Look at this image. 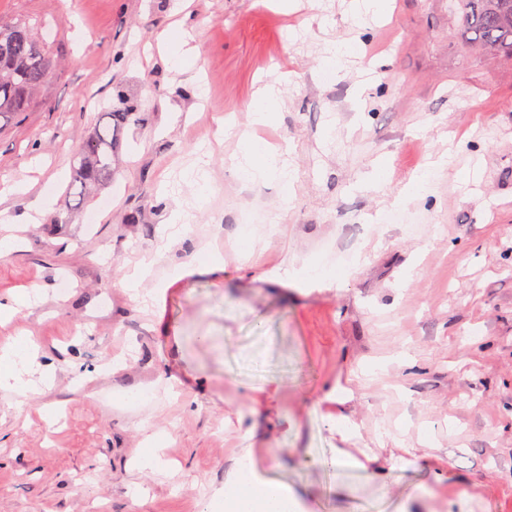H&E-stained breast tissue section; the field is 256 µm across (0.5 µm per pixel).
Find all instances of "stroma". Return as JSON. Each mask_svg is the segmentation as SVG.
Wrapping results in <instances>:
<instances>
[{"mask_svg":"<svg viewBox=\"0 0 512 512\" xmlns=\"http://www.w3.org/2000/svg\"><path fill=\"white\" fill-rule=\"evenodd\" d=\"M383 8L356 23L352 0H0V21L39 23L55 61L28 111L0 122L14 218L0 237L21 240L0 256V302L44 292L0 315V344L28 333L55 369L37 399L0 391V512H203L247 450L302 512H512V62L465 56L448 0ZM188 33L202 53L173 63ZM329 41L339 66L321 60ZM280 73L252 128L257 88ZM120 90L138 120L111 185L75 201L74 144ZM248 131L290 183L232 167ZM39 196L48 207L24 223ZM326 246L357 256L331 288L263 281ZM216 250L223 271L173 281ZM143 256V293L166 289L155 306L124 285ZM135 385L152 396L131 408ZM158 436L162 472L139 463ZM339 454L356 466L331 467Z\"/></svg>","mask_w":512,"mask_h":512,"instance_id":"obj_1","label":"stroma"}]
</instances>
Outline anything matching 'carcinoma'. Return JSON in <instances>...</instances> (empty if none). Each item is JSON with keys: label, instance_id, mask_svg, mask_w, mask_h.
I'll return each instance as SVG.
<instances>
[{"label": "carcinoma", "instance_id": "cac0c4a2", "mask_svg": "<svg viewBox=\"0 0 512 512\" xmlns=\"http://www.w3.org/2000/svg\"><path fill=\"white\" fill-rule=\"evenodd\" d=\"M450 9L463 18V44L493 58L512 61V0H451ZM52 61L35 27L25 21L0 25V119L28 111L34 94L50 73ZM136 116L126 97L101 115L91 135L72 154L73 183L78 196L112 183V152L120 131Z\"/></svg>", "mask_w": 512, "mask_h": 512}]
</instances>
